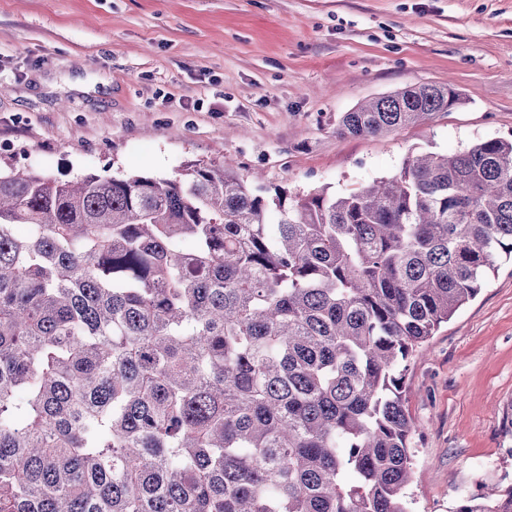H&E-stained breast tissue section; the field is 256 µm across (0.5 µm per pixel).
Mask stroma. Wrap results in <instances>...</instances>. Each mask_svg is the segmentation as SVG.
Masks as SVG:
<instances>
[{"instance_id": "stroma-1", "label": "stroma", "mask_w": 512, "mask_h": 512, "mask_svg": "<svg viewBox=\"0 0 512 512\" xmlns=\"http://www.w3.org/2000/svg\"><path fill=\"white\" fill-rule=\"evenodd\" d=\"M462 102L378 137L343 113L418 84ZM512 139V0H0V166L70 180L226 162L344 194L412 151ZM410 512L512 485V263L406 373Z\"/></svg>"}]
</instances>
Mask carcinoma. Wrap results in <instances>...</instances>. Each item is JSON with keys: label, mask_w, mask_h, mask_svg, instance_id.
<instances>
[{"label": "carcinoma", "mask_w": 512, "mask_h": 512, "mask_svg": "<svg viewBox=\"0 0 512 512\" xmlns=\"http://www.w3.org/2000/svg\"><path fill=\"white\" fill-rule=\"evenodd\" d=\"M420 84L345 113L448 112ZM0 172V512H409L411 361L512 260V140L336 196ZM455 512H512V486Z\"/></svg>", "instance_id": "obj_1"}]
</instances>
